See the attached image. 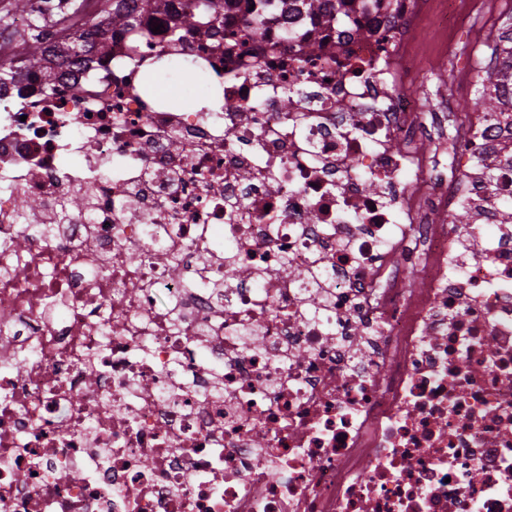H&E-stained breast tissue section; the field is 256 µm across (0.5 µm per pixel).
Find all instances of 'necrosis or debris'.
<instances>
[{"instance_id": "1", "label": "necrosis or debris", "mask_w": 512, "mask_h": 512, "mask_svg": "<svg viewBox=\"0 0 512 512\" xmlns=\"http://www.w3.org/2000/svg\"><path fill=\"white\" fill-rule=\"evenodd\" d=\"M240 4L245 51L130 0L55 90L0 78V512H512V91L409 96L415 0ZM159 90L165 94L167 100H188L191 103L198 104L199 108H202L205 102L212 100V98H207L204 87L194 79L180 82L174 86L162 84Z\"/></svg>"}]
</instances>
